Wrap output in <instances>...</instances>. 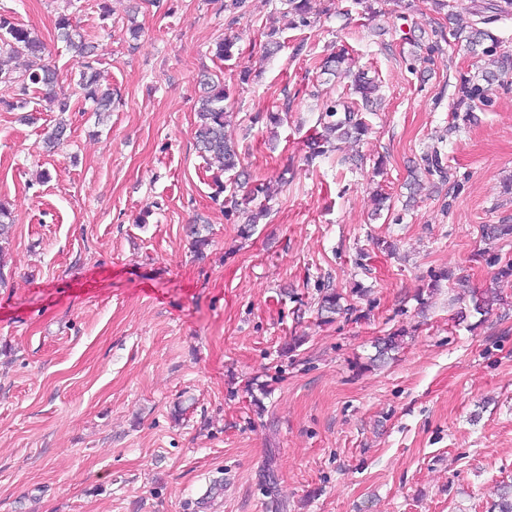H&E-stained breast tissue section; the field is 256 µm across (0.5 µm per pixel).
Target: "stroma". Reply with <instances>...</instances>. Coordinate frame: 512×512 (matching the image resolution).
Returning <instances> with one entry per match:
<instances>
[{
	"label": "stroma",
	"mask_w": 512,
	"mask_h": 512,
	"mask_svg": "<svg viewBox=\"0 0 512 512\" xmlns=\"http://www.w3.org/2000/svg\"><path fill=\"white\" fill-rule=\"evenodd\" d=\"M315 8L296 27L285 0H0L63 73L70 14L118 92L100 116L67 80L71 112L39 91L0 110V512H186L215 479L212 512H487L512 484V280L489 314L471 304L512 262V15L469 111L457 88L485 61L440 42L452 23L430 0ZM222 38L231 60L211 53ZM342 47L381 100L361 142L309 165L326 103L356 102L320 68ZM205 72L251 179L287 178L246 239L194 144ZM268 112L287 118L255 122ZM373 174L391 197L377 215ZM327 283L345 306L329 319Z\"/></svg>",
	"instance_id": "35a3bbf8"
}]
</instances>
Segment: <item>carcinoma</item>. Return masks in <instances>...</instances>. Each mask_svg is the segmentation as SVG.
<instances>
[{
  "instance_id": "obj_1",
  "label": "carcinoma",
  "mask_w": 512,
  "mask_h": 512,
  "mask_svg": "<svg viewBox=\"0 0 512 512\" xmlns=\"http://www.w3.org/2000/svg\"><path fill=\"white\" fill-rule=\"evenodd\" d=\"M288 6L289 13L300 23H307L308 15L313 9L312 0H288ZM510 8L512 0H503L501 5L494 4L491 15H478V19L473 23L453 29L451 36L455 41L464 44L467 50L482 54L494 64H501L503 56L498 54L499 41L491 32L490 25ZM56 28L62 41L75 54L77 71L74 76L77 77L76 85L84 99L92 103L93 111L97 113L112 111V89H103L98 85V59L94 56L93 50L77 36L69 15L59 14ZM45 50L44 42L30 29L13 22L9 16L0 14V82L11 86V95L0 99V105L5 109L12 111L25 108L29 103L31 90L42 89L53 96L56 111H70V99L55 95L54 87L58 81L56 69L41 66L28 74L15 75L13 62L18 55L24 54L39 59ZM347 56L348 51L341 49L337 55L322 63L321 71L330 75L350 74V68H342ZM201 85L202 95L196 112L194 132L196 149L208 163L218 165V169L227 173L234 170L239 163L235 146L224 134L230 117V111L225 104L228 94L224 85L208 78L201 80ZM375 90L373 80L362 73L354 75L352 93L360 97L364 109L368 110L373 106L372 94ZM459 92L462 93L459 103L470 105L476 101H483L487 88L472 79L463 78ZM319 125L321 129L309 138L312 158L326 155L340 140H359L368 129L361 115L355 113L353 107L342 106L336 102L324 107ZM216 194L224 195V207L228 210L247 213V222L240 229L241 235L245 237L250 236L255 224L267 215V202L272 198L267 184L260 183L247 189L234 177L216 184ZM471 302L474 311L487 314L494 306L503 304V296L501 291L493 286L473 293ZM320 310L328 314L341 310L340 294L336 293V289L326 288L321 298ZM491 512H512V485L500 489L497 500L491 505Z\"/></svg>"
}]
</instances>
